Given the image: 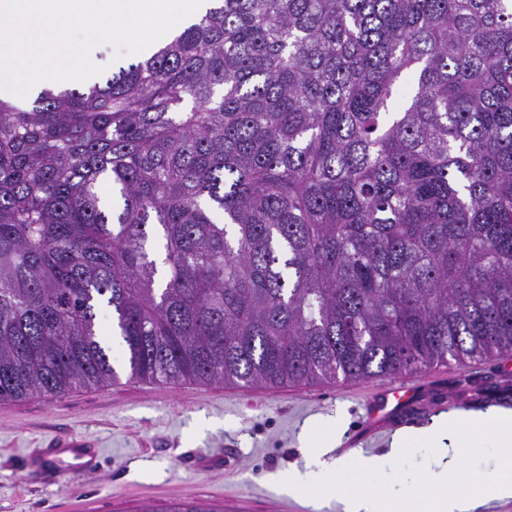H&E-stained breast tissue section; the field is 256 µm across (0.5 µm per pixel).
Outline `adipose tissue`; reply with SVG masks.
I'll return each mask as SVG.
<instances>
[{"label": "adipose tissue", "instance_id": "1", "mask_svg": "<svg viewBox=\"0 0 512 512\" xmlns=\"http://www.w3.org/2000/svg\"><path fill=\"white\" fill-rule=\"evenodd\" d=\"M468 432L483 436L485 443L499 452L497 467L469 491L448 490L447 471H430L417 493L402 489L385 494L352 495L338 491L335 473H323L319 482L303 484L293 479L282 482L291 497L325 499L335 497L342 512H481L493 501L512 500V412L504 409L448 415L430 428L407 429L394 435L386 453L361 459V466L380 471L396 461L413 443L441 435L456 436Z\"/></svg>", "mask_w": 512, "mask_h": 512}]
</instances>
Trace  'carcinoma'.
<instances>
[{"label":"carcinoma","instance_id":"obj_1","mask_svg":"<svg viewBox=\"0 0 512 512\" xmlns=\"http://www.w3.org/2000/svg\"><path fill=\"white\" fill-rule=\"evenodd\" d=\"M116 205L104 202V196ZM512 353V0H216L0 101V402Z\"/></svg>","mask_w":512,"mask_h":512}]
</instances>
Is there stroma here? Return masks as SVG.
Instances as JSON below:
<instances>
[{"mask_svg": "<svg viewBox=\"0 0 512 512\" xmlns=\"http://www.w3.org/2000/svg\"><path fill=\"white\" fill-rule=\"evenodd\" d=\"M417 407L446 403L448 412L484 411L494 386L511 383L504 358L437 366L416 373ZM388 377L290 387H227L221 383L156 384L129 380L81 388L57 398L0 403V512H158L195 500L216 512H341L336 501L282 494L291 473L312 478L304 429L342 419L337 440L367 433L364 404ZM80 441L95 449L88 473H69L55 445ZM389 448L380 441L342 454L344 487L382 493L414 491L435 462L448 466V488L459 492L496 467L491 448H439L425 441L384 473L359 466L362 454Z\"/></svg>", "mask_w": 512, "mask_h": 512, "instance_id": "1", "label": "stroma"}]
</instances>
